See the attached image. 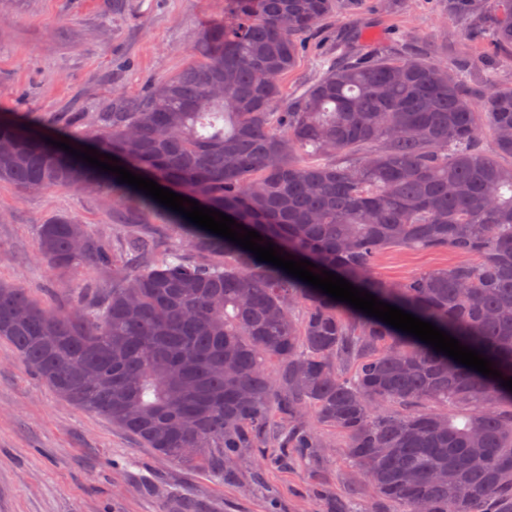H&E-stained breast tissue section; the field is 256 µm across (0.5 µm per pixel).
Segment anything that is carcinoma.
Listing matches in <instances>:
<instances>
[{
  "mask_svg": "<svg viewBox=\"0 0 512 512\" xmlns=\"http://www.w3.org/2000/svg\"><path fill=\"white\" fill-rule=\"evenodd\" d=\"M229 2L230 16L195 33L185 69L141 98L112 100L110 112L71 114V135L311 261V272L433 323L512 377V87L476 93L446 61L380 53L327 62L288 101L280 80L300 36L344 0ZM451 2L512 65V0ZM1 180L23 193L108 189L128 226L110 243L74 216L39 226L49 272L76 281L87 266L112 267V287L91 297L47 307L0 281V339L72 405L222 477L242 448L322 447L311 415L405 512L421 502L512 512V391L500 380L167 207L185 238L161 251L142 219L161 204L3 113ZM396 247L463 260L377 279L376 258ZM276 414L286 427L274 433Z\"/></svg>",
  "mask_w": 512,
  "mask_h": 512,
  "instance_id": "carcinoma-1",
  "label": "carcinoma"
}]
</instances>
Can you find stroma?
<instances>
[{
    "mask_svg": "<svg viewBox=\"0 0 512 512\" xmlns=\"http://www.w3.org/2000/svg\"><path fill=\"white\" fill-rule=\"evenodd\" d=\"M227 0H0V113L65 133L71 112H106L116 95L141 96L185 68L202 22L223 18ZM296 67L282 80L294 97L317 78L321 59L343 51H418L464 66L475 89L512 87V66L474 31L449 0H363L322 20L303 37ZM77 217L105 238L122 232L105 191L50 189L24 194L0 181V280L53 306L67 297V276L36 259L38 227ZM441 250L391 248L374 274L402 281L454 262ZM308 456L259 464L244 449L233 476L157 454L107 419L58 397L0 340V512H401L379 500L336 442Z\"/></svg>",
    "mask_w": 512,
    "mask_h": 512,
    "instance_id": "35a3bbf8",
    "label": "stroma"
}]
</instances>
